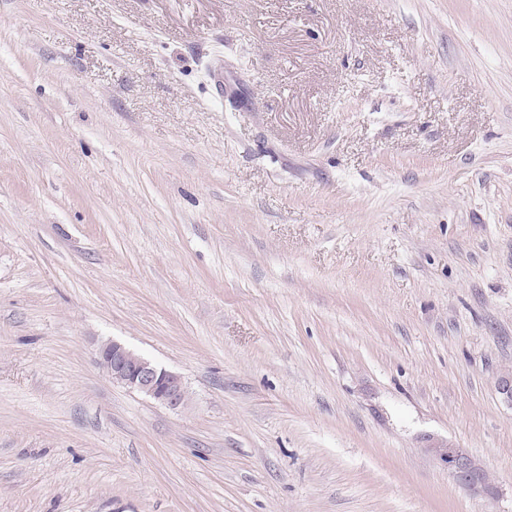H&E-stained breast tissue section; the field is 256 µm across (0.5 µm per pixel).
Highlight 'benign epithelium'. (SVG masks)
Here are the masks:
<instances>
[{"mask_svg":"<svg viewBox=\"0 0 512 512\" xmlns=\"http://www.w3.org/2000/svg\"><path fill=\"white\" fill-rule=\"evenodd\" d=\"M97 359L113 381L171 408L184 404L186 391L179 374L157 366L122 343L114 340L109 345L99 346ZM432 452L446 465L448 476L470 494L484 498L495 495L496 486L487 469L468 449L450 446L434 448Z\"/></svg>","mask_w":512,"mask_h":512,"instance_id":"1","label":"benign epithelium"}]
</instances>
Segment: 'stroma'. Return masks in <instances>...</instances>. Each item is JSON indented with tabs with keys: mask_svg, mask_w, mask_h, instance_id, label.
I'll return each instance as SVG.
<instances>
[{
	"mask_svg": "<svg viewBox=\"0 0 512 512\" xmlns=\"http://www.w3.org/2000/svg\"><path fill=\"white\" fill-rule=\"evenodd\" d=\"M510 375L512 0H0V512H512ZM100 366L109 377L171 408L184 404L186 391L182 377L134 353L112 339L110 345L97 349ZM431 451L446 465L449 477L470 494L484 498L495 495L496 486L490 480L487 469L467 448L448 446L432 448Z\"/></svg>",
	"mask_w": 512,
	"mask_h": 512,
	"instance_id": "obj_1",
	"label": "stroma"
}]
</instances>
